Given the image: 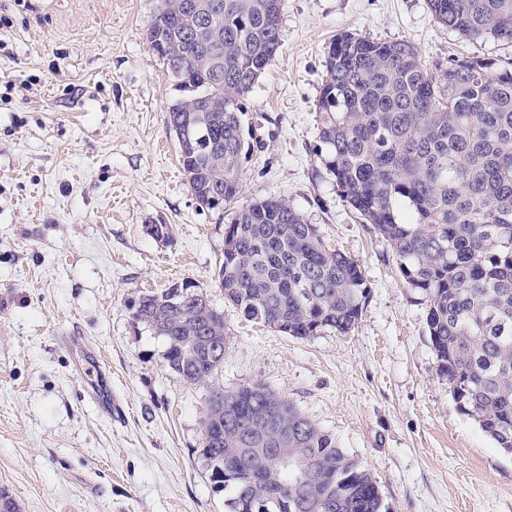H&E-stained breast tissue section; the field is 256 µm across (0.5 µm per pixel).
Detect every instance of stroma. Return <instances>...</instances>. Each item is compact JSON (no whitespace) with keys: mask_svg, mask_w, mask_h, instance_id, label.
<instances>
[{"mask_svg":"<svg viewBox=\"0 0 512 512\" xmlns=\"http://www.w3.org/2000/svg\"><path fill=\"white\" fill-rule=\"evenodd\" d=\"M159 0H0V491L21 512H228L203 455L213 388L287 398L374 475L385 512H512V454L437 373L420 290L325 166L316 104L325 51L349 31L426 61L512 60L469 42L428 0H283L282 44L243 100L235 204L276 196L359 265L368 289L342 335L297 339L224 300L230 210L200 207L167 112L180 93L147 29ZM162 224L164 236L147 231ZM190 280L223 311L224 364L192 384L139 298ZM117 412L89 400L82 354Z\"/></svg>","mask_w":512,"mask_h":512,"instance_id":"stroma-1","label":"stroma"}]
</instances>
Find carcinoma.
<instances>
[{"mask_svg": "<svg viewBox=\"0 0 512 512\" xmlns=\"http://www.w3.org/2000/svg\"><path fill=\"white\" fill-rule=\"evenodd\" d=\"M434 19L477 41L512 44V0H428ZM282 0H160L151 48L185 96L166 124L198 204L238 195L242 100L281 46ZM316 111L326 168L344 201L385 239L410 287L427 302L437 372L458 410L512 449V69L471 55L427 63L411 43L343 33L327 45ZM224 299L245 317L295 338L351 330L367 287L359 265L328 247L286 200L243 206L224 227L218 269ZM186 280L142 296L136 320L166 338L165 359L186 381L224 363V313ZM219 346L201 354L204 339ZM233 416L207 402L203 429L211 479L232 487L231 512H315L322 495L339 512H384L370 471L282 397L278 415L299 427L310 482L261 477L237 461L236 429L261 404L233 393Z\"/></svg>", "mask_w": 512, "mask_h": 512, "instance_id": "carcinoma-1", "label": "carcinoma"}]
</instances>
